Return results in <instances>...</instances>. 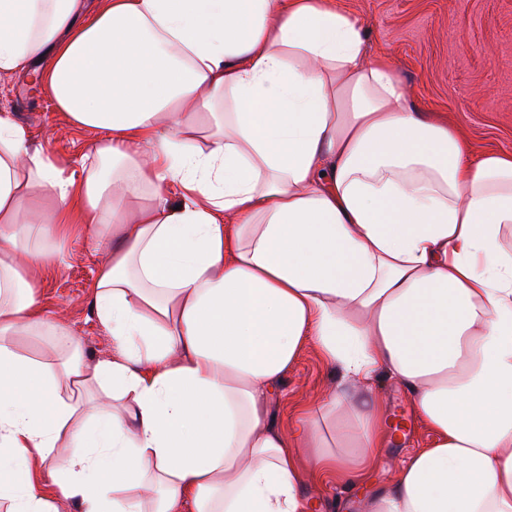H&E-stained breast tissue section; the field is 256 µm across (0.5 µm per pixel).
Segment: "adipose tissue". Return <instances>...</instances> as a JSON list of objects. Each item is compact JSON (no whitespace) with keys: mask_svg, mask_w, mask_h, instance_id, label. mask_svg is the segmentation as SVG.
Here are the masks:
<instances>
[{"mask_svg":"<svg viewBox=\"0 0 512 512\" xmlns=\"http://www.w3.org/2000/svg\"><path fill=\"white\" fill-rule=\"evenodd\" d=\"M45 56L104 136L66 176L0 107L7 512H306L372 466L381 380L433 441L361 512H512V155L472 157L333 0H0V72ZM89 231L107 358L39 297ZM42 334L58 364L20 353ZM308 346L336 382L285 429Z\"/></svg>","mask_w":512,"mask_h":512,"instance_id":"adipose-tissue-1","label":"adipose tissue"}]
</instances>
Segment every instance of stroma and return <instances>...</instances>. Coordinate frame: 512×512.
Here are the masks:
<instances>
[{"label":"stroma","instance_id":"35a3bbf8","mask_svg":"<svg viewBox=\"0 0 512 512\" xmlns=\"http://www.w3.org/2000/svg\"><path fill=\"white\" fill-rule=\"evenodd\" d=\"M336 5L358 17L371 51L391 58L397 79L415 103L448 120L474 154L512 152V0H336ZM0 101L9 104L64 171L79 167L101 138L100 131L75 126L56 111L37 76L0 74ZM111 246L92 235L72 237L69 261L49 267L41 280L45 314L72 325L92 357L112 352V340L90 306L94 272ZM331 383V370L315 349L304 350L285 376L280 424L288 425L302 405L320 398ZM377 395L386 414L387 439L363 487L306 482L307 512H328L334 503L345 512H359L363 492L382 487L403 458L431 444V431L399 385H378Z\"/></svg>","mask_w":512,"mask_h":512}]
</instances>
